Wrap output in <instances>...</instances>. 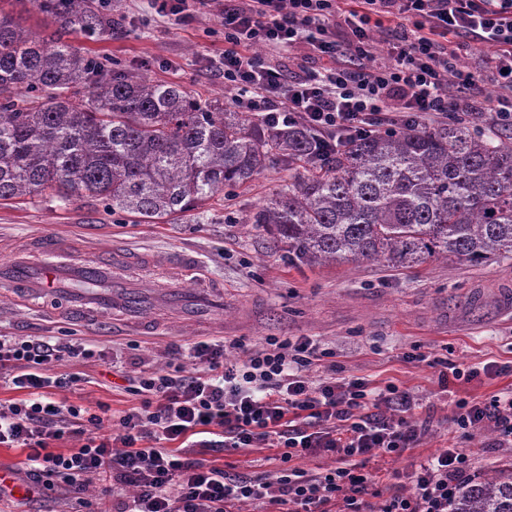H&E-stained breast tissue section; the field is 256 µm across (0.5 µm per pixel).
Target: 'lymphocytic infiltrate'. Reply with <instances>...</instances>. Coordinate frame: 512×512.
Here are the masks:
<instances>
[{"mask_svg":"<svg viewBox=\"0 0 512 512\" xmlns=\"http://www.w3.org/2000/svg\"><path fill=\"white\" fill-rule=\"evenodd\" d=\"M392 38L388 62L367 65L375 31ZM308 43L323 67L286 81L281 67L254 46L284 50ZM491 45L497 85L481 73L463 78L470 109L512 127V0H224V83L234 105L251 112L269 103L284 124L318 132L325 147L342 136L419 126L456 111L449 82L458 61ZM240 349L227 360L226 348ZM164 365L141 364L130 391L140 403L104 433V418L62 399L86 381L68 362L105 354L90 340L0 333V384L23 391L0 400V446L23 448L28 493L59 491L88 506L89 490L107 496L112 512H448L461 484L473 482L464 450L449 448L416 464L381 503L365 500L367 464L417 447L421 430L408 420V393L373 391L367 379L339 380L335 361L313 339L266 337L170 346ZM493 421L512 443V397L458 402L455 423L477 429ZM77 439L68 452L54 442ZM277 448L280 469L229 472L210 455ZM327 455L334 466L308 471L297 459Z\"/></svg>","mask_w":512,"mask_h":512,"instance_id":"f902f5d3","label":"lymphocytic infiltrate"}]
</instances>
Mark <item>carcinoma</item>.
<instances>
[{"label": "carcinoma", "instance_id": "cac0c4a2", "mask_svg": "<svg viewBox=\"0 0 512 512\" xmlns=\"http://www.w3.org/2000/svg\"><path fill=\"white\" fill-rule=\"evenodd\" d=\"M29 2L60 30L112 33V14L93 0ZM79 87L85 106L71 100ZM275 160L288 178L245 223L298 266L512 257L509 143L449 122L349 138L328 156L308 128L114 69L0 6V201L49 193L171 224ZM449 512H512V468L460 486Z\"/></svg>", "mask_w": 512, "mask_h": 512}]
</instances>
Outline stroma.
Returning a JSON list of instances; mask_svg holds the SVG:
<instances>
[{
    "label": "stroma",
    "instance_id": "obj_1",
    "mask_svg": "<svg viewBox=\"0 0 512 512\" xmlns=\"http://www.w3.org/2000/svg\"><path fill=\"white\" fill-rule=\"evenodd\" d=\"M118 27L90 41L68 40L89 54L157 81L178 83L208 100L234 99L219 67L224 57V0H190L187 17L177 22L159 16L151 0H111ZM262 57L294 80L317 69L307 43ZM288 172L271 163L246 190L216 198L205 213L174 224H129L100 206L61 204L43 195L20 203L0 201V266L35 263L25 245L39 236L69 242L79 258H95L118 248L148 255L145 263L113 266L114 283L140 297L142 311L156 333L132 327L124 310H112V323L69 320L65 300L46 295L35 305L0 288V331L14 336L88 339L101 349L124 344L122 366L135 373L137 361H165L168 344L205 338H239L247 347L265 337L307 336L335 352L337 378L363 377L374 387L392 384L418 403L415 420L426 430L422 443L397 458L369 464L371 478L384 483L392 471L409 470L417 458L448 446L465 450L472 472L483 477L512 467V447H501L493 423L465 431L453 421L459 400L486 403L512 394V258L473 266L451 258L394 270L373 261L320 269L298 267L269 234L241 218L265 202ZM223 284L220 311L189 322L174 299L191 293L199 277ZM135 349H128V342ZM462 370L479 369L478 378L438 381L439 360ZM501 374L483 375L489 362ZM90 381L70 393L72 403L108 406L113 417L138 405L121 389L107 364L85 367Z\"/></svg>",
    "mask_w": 512,
    "mask_h": 512
}]
</instances>
